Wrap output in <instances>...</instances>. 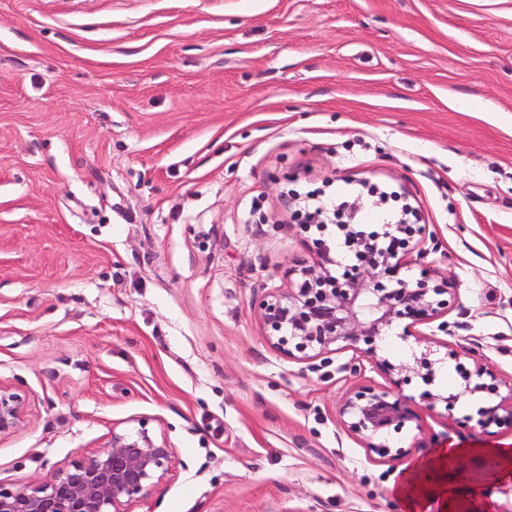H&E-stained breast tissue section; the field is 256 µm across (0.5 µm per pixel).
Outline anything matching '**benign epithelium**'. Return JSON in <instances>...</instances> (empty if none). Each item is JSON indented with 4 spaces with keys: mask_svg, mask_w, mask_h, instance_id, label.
Returning a JSON list of instances; mask_svg holds the SVG:
<instances>
[{
    "mask_svg": "<svg viewBox=\"0 0 512 512\" xmlns=\"http://www.w3.org/2000/svg\"><path fill=\"white\" fill-rule=\"evenodd\" d=\"M344 231L366 248L362 270L341 282L332 277L324 262L288 270L297 276L298 287L274 289L260 297L257 311L271 345L283 355L299 360L319 358L337 349L353 346L378 359L381 369L395 375L396 385L414 377L430 384L436 361L424 352L413 362L395 363L378 358L380 341L393 325L411 328L448 312L453 293L448 280L425 277L412 284L389 288L400 258L383 250L380 236L365 235L345 226ZM393 231L402 238V252L414 249L413 241L424 237L426 226L396 224ZM500 385L492 369L477 358L474 369L461 373L459 391L445 394L426 391L429 406L452 407L461 396L489 392L499 395ZM28 402L21 392L0 383V437L13 433L23 421ZM344 425L367 447L388 455L393 450L381 443L392 433H400L418 420L401 392L359 388L344 404ZM496 423L512 426V403L500 402L479 412L476 425L486 428ZM396 456L406 451L394 450ZM173 449L149 432L145 423L133 433L112 431L103 450L56 468L36 486L14 489L0 486V512H126L125 507L143 497L168 473Z\"/></svg>",
    "mask_w": 512,
    "mask_h": 512,
    "instance_id": "1",
    "label": "benign epithelium"
}]
</instances>
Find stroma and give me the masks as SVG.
Segmentation results:
<instances>
[{
    "label": "stroma",
    "mask_w": 512,
    "mask_h": 512,
    "mask_svg": "<svg viewBox=\"0 0 512 512\" xmlns=\"http://www.w3.org/2000/svg\"><path fill=\"white\" fill-rule=\"evenodd\" d=\"M375 177L428 226L400 277L455 297L381 356L512 390V0H0V486L144 422L174 455L127 512H391L432 447L512 448L413 381L383 457L340 416L375 359L269 344L255 299L319 260L289 190ZM483 358L474 360V369L461 373L459 391L457 393L445 394L443 392L426 391L423 397L429 401V406L434 407L436 404H443L445 409L452 407L461 396L465 394H477L481 392H489L495 396H499L500 385L497 376L492 369L482 361ZM489 381V382H488ZM28 402L21 392L0 382V437L13 433L23 421Z\"/></svg>",
    "instance_id": "1"
}]
</instances>
